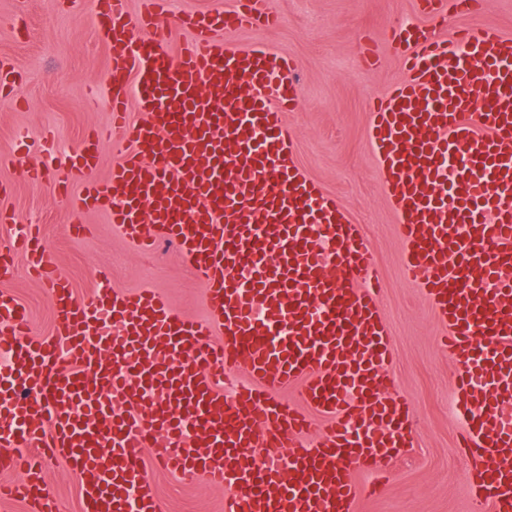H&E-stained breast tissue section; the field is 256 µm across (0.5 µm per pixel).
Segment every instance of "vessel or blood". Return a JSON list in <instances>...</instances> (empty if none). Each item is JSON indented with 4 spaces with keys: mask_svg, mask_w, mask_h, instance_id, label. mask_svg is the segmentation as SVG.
Returning a JSON list of instances; mask_svg holds the SVG:
<instances>
[{
    "mask_svg": "<svg viewBox=\"0 0 512 512\" xmlns=\"http://www.w3.org/2000/svg\"><path fill=\"white\" fill-rule=\"evenodd\" d=\"M91 4L123 81L109 129L59 162L58 188L82 181L83 206L109 211L142 250L154 245L147 223L175 242L208 318H184L153 289L76 299L38 229L1 248L0 278L22 250L57 327L32 336L26 307L0 293V471L20 474L0 483V512L17 501L62 512L48 459L82 475L81 512H128L133 485L138 512H165L136 454L164 443L162 466L224 490L225 512H353L357 474L378 471L388 445H411L413 412L391 393L373 254L294 159L284 116L300 100L297 62L218 38L275 28L271 0L180 16L192 36L174 54L157 33L166 0H140L134 19L128 0ZM393 42L407 75L373 103L368 141L407 276L458 370L464 446L503 458L479 476L477 512H512V37L408 26ZM25 82L1 54L0 89ZM132 103L144 121L128 120ZM112 142L124 158L94 179ZM239 370L247 383L225 395Z\"/></svg>",
    "mask_w": 512,
    "mask_h": 512,
    "instance_id": "vessel-or-blood-1",
    "label": "vessel or blood"
}]
</instances>
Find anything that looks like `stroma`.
Returning a JSON list of instances; mask_svg holds the SVG:
<instances>
[{
	"instance_id": "1",
	"label": "stroma",
	"mask_w": 512,
	"mask_h": 512,
	"mask_svg": "<svg viewBox=\"0 0 512 512\" xmlns=\"http://www.w3.org/2000/svg\"><path fill=\"white\" fill-rule=\"evenodd\" d=\"M233 2L170 0L168 16L160 21L164 48L176 52L190 36L174 17L229 9ZM273 6L281 17L278 28L232 31L221 39L234 49L264 45L297 60L301 104L285 115L296 161L361 227L382 285L380 310L394 348L393 393L419 418L415 442L398 449L386 488L361 496L357 512H473L478 465L458 444L455 366L440 344L441 329L422 290L404 275L396 216L380 184L366 126L370 105L403 76L393 27L414 22L442 39L484 27L512 36V0H489L468 16L448 6L439 19L422 14L417 0H273ZM108 44L89 0H0V51L26 75L20 96L0 94V183L7 188L0 209L16 213L20 223L39 225L52 262L78 298L90 297L104 274L116 291L153 288L176 312L205 317L203 288L177 245L161 238L154 250H137L106 213L81 207L80 182L60 195L49 183L32 181L28 173L41 156L18 149L24 137L72 153L108 122ZM368 48L370 61L364 57ZM73 220L85 225L82 236L66 233ZM0 292L27 308L34 335L55 331L46 291L23 256H16L11 276L0 279ZM142 455L152 465L150 489L166 512H224L223 491L167 473L154 463L156 449Z\"/></svg>"
}]
</instances>
